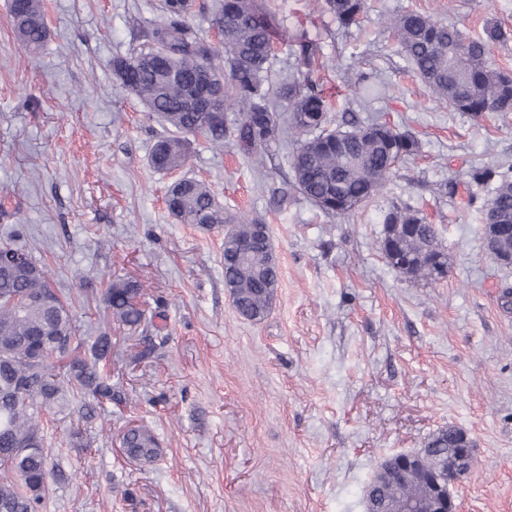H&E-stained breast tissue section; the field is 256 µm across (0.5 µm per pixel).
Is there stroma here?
I'll return each instance as SVG.
<instances>
[{
  "instance_id": "1",
  "label": "stroma",
  "mask_w": 512,
  "mask_h": 512,
  "mask_svg": "<svg viewBox=\"0 0 512 512\" xmlns=\"http://www.w3.org/2000/svg\"><path fill=\"white\" fill-rule=\"evenodd\" d=\"M50 35L36 56L15 42L0 0V237L15 224L69 299L81 335L108 333L106 368L122 410L69 445L49 425L52 475L40 512H365L380 461L455 426L475 442L456 488L461 512H512V266L484 243L467 173L512 165V109L474 119L434 101L397 52L382 15L430 11L470 36L507 31L492 48L512 74V0H368L343 28L314 0H274L329 64L317 69L335 112L414 134L419 152L355 214L325 216L296 191L279 138L258 165L233 144L191 139L186 167L159 171L150 152L166 127L112 73L146 48L158 0H42ZM370 75L381 89L349 88ZM193 177L226 212L268 224L280 271L275 305L243 320L224 286V233L177 223L168 187ZM408 204L436 226L447 277L414 281L380 249L384 211ZM141 285L151 354L128 359L125 331L102 302L104 272ZM148 425L161 455L141 464L119 439Z\"/></svg>"
}]
</instances>
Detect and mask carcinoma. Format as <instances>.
<instances>
[{"instance_id": "1", "label": "carcinoma", "mask_w": 512, "mask_h": 512, "mask_svg": "<svg viewBox=\"0 0 512 512\" xmlns=\"http://www.w3.org/2000/svg\"><path fill=\"white\" fill-rule=\"evenodd\" d=\"M325 10L343 27L357 25L366 0H324ZM205 3L159 0V21L149 38L152 46L112 60L114 76L172 133L153 146L157 170L186 166L188 137L200 136L213 148L232 138L239 152L263 159L282 134L296 142L290 158L294 187L331 217L354 213L377 194L398 165L417 155L419 141L411 133L385 123H349L332 114L331 103L312 77L321 66L320 46L307 31L292 34L266 0H219L212 24L221 29L222 50L205 42L193 23ZM17 43L35 52L48 36L41 0H16L10 6ZM394 32L397 52L431 97L457 112L479 118L512 108V78L490 60L494 43L506 39L500 27L487 26L469 37L455 26L418 10L382 16ZM291 40L294 71L274 86L269 81V49ZM168 43L173 55L165 61L154 43ZM215 76L211 88L232 123L209 122L197 112L196 89L190 82L202 67ZM468 184L489 193L481 209L484 219L512 223V169L473 167ZM167 209L182 224L224 229V285L234 296L237 313L251 321L263 319L275 299L280 272L270 234L259 233L256 216L224 213L202 181L183 178L168 190ZM381 251L389 265L411 279L437 281L449 273L448 254L435 225L411 206L392 205L383 214ZM2 252H20L32 272L19 276L0 265V504L8 512H39L51 475L46 453V415L66 413L86 422L97 411L123 403L120 392L103 376L97 363L112 356V337L92 344L77 336L70 306L52 287L47 268L20 244L19 232L0 245ZM131 280H116L103 303L131 333L146 322ZM67 347L41 352L59 336ZM25 381L23 389L15 380ZM448 426L429 436L426 466L441 463L457 442ZM130 459L152 462L159 455L155 435L135 426L124 437Z\"/></svg>"}]
</instances>
